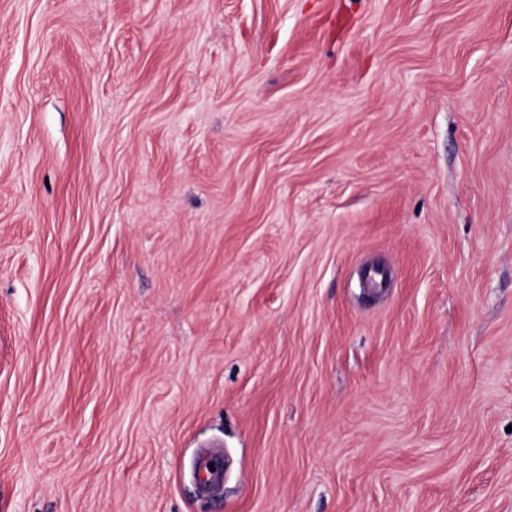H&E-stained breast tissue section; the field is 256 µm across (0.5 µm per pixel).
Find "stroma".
I'll return each mask as SVG.
<instances>
[{
	"label": "stroma",
	"instance_id": "stroma-1",
	"mask_svg": "<svg viewBox=\"0 0 512 512\" xmlns=\"http://www.w3.org/2000/svg\"><path fill=\"white\" fill-rule=\"evenodd\" d=\"M0 512H512V0H0Z\"/></svg>",
	"mask_w": 512,
	"mask_h": 512
}]
</instances>
